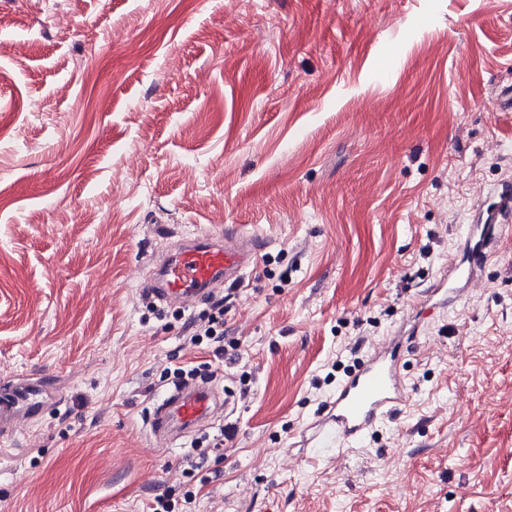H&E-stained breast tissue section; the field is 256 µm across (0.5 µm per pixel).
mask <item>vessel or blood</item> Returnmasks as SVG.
Masks as SVG:
<instances>
[{
  "label": "vessel or blood",
  "instance_id": "vessel-or-blood-1",
  "mask_svg": "<svg viewBox=\"0 0 512 512\" xmlns=\"http://www.w3.org/2000/svg\"><path fill=\"white\" fill-rule=\"evenodd\" d=\"M493 221L470 227L479 241L466 266L457 268L448 282V294L461 296L460 281L473 278L478 268L496 252L499 235L512 223V187L494 193ZM258 243L237 232L221 230L179 240L171 255L157 262L143 283L146 293L172 305L190 306L226 282H237L257 258ZM402 343L367 352L348 373L327 404L315 429L316 435H335L339 444H353L399 410L408 399L401 371ZM42 387L19 384L0 388V422L10 423L18 414L33 411L40 403ZM217 408V398L207 386L177 390L159 402L150 431L166 438L207 421Z\"/></svg>",
  "mask_w": 512,
  "mask_h": 512
}]
</instances>
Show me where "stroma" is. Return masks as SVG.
<instances>
[{
  "instance_id": "35a3bbf8",
  "label": "stroma",
  "mask_w": 512,
  "mask_h": 512,
  "mask_svg": "<svg viewBox=\"0 0 512 512\" xmlns=\"http://www.w3.org/2000/svg\"><path fill=\"white\" fill-rule=\"evenodd\" d=\"M0 512H512V234L431 299L512 166V0H0ZM24 48L22 55L10 45ZM261 237L224 315L146 304L154 256ZM417 330L409 400L354 448L302 432ZM227 414L149 421L176 368ZM231 431L214 447L220 429ZM227 297L228 296H224L223 293H212L206 298V300L211 303V312L207 313L206 319L201 318L203 323L197 325L196 334L193 336L198 340L202 336H215L213 339H217L216 342L221 343L222 341L223 344L214 349L215 355L218 357H223L226 351L224 346V302ZM43 393L41 386L29 384L11 385L0 388V420L10 423L21 412H31L39 406Z\"/></svg>"
}]
</instances>
